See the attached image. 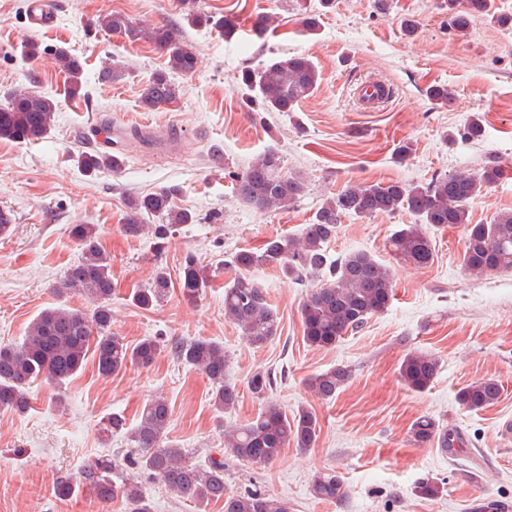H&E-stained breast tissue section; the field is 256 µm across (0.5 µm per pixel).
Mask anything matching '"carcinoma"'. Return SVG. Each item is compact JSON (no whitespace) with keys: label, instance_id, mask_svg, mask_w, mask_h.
I'll return each mask as SVG.
<instances>
[{"label":"carcinoma","instance_id":"cac0c4a2","mask_svg":"<svg viewBox=\"0 0 512 512\" xmlns=\"http://www.w3.org/2000/svg\"><path fill=\"white\" fill-rule=\"evenodd\" d=\"M490 0H448V26L457 34L469 30L473 18L489 13ZM186 19L192 25L212 24L234 34V18L216 20L198 13L185 2ZM98 26L129 43L147 41L168 59L167 69L158 71L141 94L142 107L155 110L174 102L178 87L170 73L190 75L198 61L192 45L180 32L167 25L145 27L119 14L104 15ZM55 60L69 77L68 94L75 97L82 88L81 66L66 49L55 51ZM235 82L245 101L265 112H293L296 106L317 90L318 72L304 55L272 58L255 66L243 67ZM56 104L53 99L35 92L14 91L6 105L0 107V139L20 144L43 139L51 130ZM79 164L88 173L103 168L117 170L121 160L106 152H85ZM502 176L496 165L480 173L453 172L438 175L424 185L399 181L361 183L348 181L334 196L317 208L311 223L300 237L271 238L260 251H241L233 256L239 274L224 287V313L253 343L264 345L276 338L279 318L265 288L250 275V270L271 266L293 280L319 278L302 305L300 315L304 342L316 348H329L345 335L362 327L372 316L384 312L393 293L392 269L366 251H354L334 260L327 245L336 236L344 218H371L377 214L406 212L415 219L404 224L388 240V250L402 265L425 267L434 260L430 230L458 225L463 228L465 245L463 268L476 275L512 270V213H500L489 224H472L470 205L483 191ZM235 191L252 208L272 212L295 206L304 195L302 177L284 171V160L274 148L259 155L254 163L235 175ZM175 190L162 189L127 202L125 232L143 231L145 216L162 221L157 234L165 236L173 224H191L192 212L175 209ZM71 233L81 246V258L67 268L63 286L77 289L96 307L92 312L67 308H48L37 316L23 341L0 345V407L24 413L31 407V386L39 379L65 384L79 372L88 358H93L99 374L109 377L130 365H147L153 360L158 342L145 339L132 347L112 333V297L110 259L101 250L97 228L93 224H76ZM208 286L197 260L186 258L179 282L183 296L195 302ZM169 291V280L158 270L150 285L134 294V302L143 309L159 304ZM177 359L201 371L212 385L213 405L219 412L235 407L239 393L224 380L226 356L224 345L209 339H192L174 347ZM440 365L433 356L410 352L403 358L399 375L409 389L426 390L438 375ZM351 369L338 365L309 379V387L319 398L331 400L349 382ZM271 373L258 371L249 381V390L264 402L256 417L238 426L227 436L233 455L249 463H270L281 450L292 445L313 448L318 438V419L314 411L299 409L288 416L274 403ZM501 387L492 378L480 379L461 388L458 403L469 410H482L500 398ZM169 406L156 398L142 409L140 422L128 431L133 453L118 458H97L84 466L79 485L110 503L120 498L124 512H152L143 487L124 479L123 465L137 466L152 479L163 484L185 501L195 504L196 512H206L212 502H223L224 512H288V505L260 490L238 494L224 483V458L208 457L192 461L186 449L167 441ZM417 443H437L441 449L455 447L457 435L441 429L428 416L419 417L410 429ZM312 494L323 501L341 503L347 497L343 480L335 471L320 472L311 484ZM442 483L426 477L415 486L422 498H435Z\"/></svg>","mask_w":512,"mask_h":512}]
</instances>
